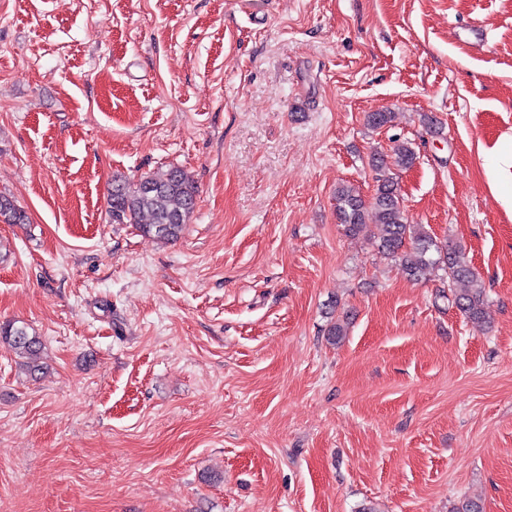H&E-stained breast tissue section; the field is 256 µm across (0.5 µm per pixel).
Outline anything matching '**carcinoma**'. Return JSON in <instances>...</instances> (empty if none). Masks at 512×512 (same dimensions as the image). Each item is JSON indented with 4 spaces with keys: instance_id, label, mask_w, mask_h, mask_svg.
I'll list each match as a JSON object with an SVG mask.
<instances>
[{
    "instance_id": "1",
    "label": "carcinoma",
    "mask_w": 512,
    "mask_h": 512,
    "mask_svg": "<svg viewBox=\"0 0 512 512\" xmlns=\"http://www.w3.org/2000/svg\"><path fill=\"white\" fill-rule=\"evenodd\" d=\"M416 159L409 142L395 144L389 155H373L370 166L375 172V191L371 201H365L356 188L341 185L336 189L337 218L352 237L376 226L379 252L399 262L410 278L418 280L433 269L443 271L448 299L469 321L482 325L488 319L485 288L466 260L461 245L438 241L422 225L409 222L390 167L408 169ZM196 201L197 187L193 179L178 167L137 180L116 176L107 196L112 223L133 224L141 233L167 242L179 238L196 208ZM0 223H27L25 211L1 193ZM0 345L23 358V366L29 373L42 370V342L27 327L11 322L1 324Z\"/></svg>"
}]
</instances>
